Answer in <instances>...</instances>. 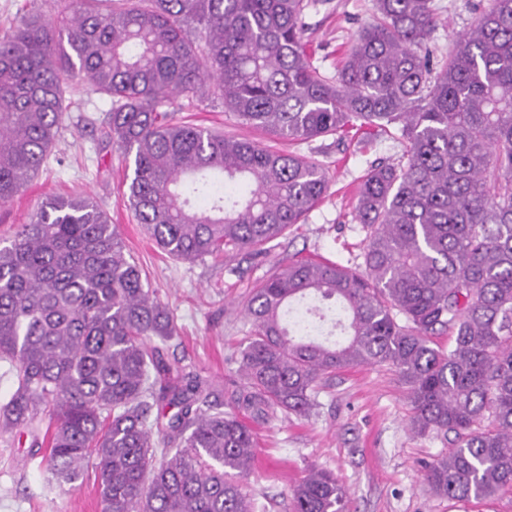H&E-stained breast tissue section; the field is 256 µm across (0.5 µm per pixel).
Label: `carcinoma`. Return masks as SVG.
I'll list each match as a JSON object with an SVG mask.
<instances>
[{
	"instance_id": "1",
	"label": "carcinoma",
	"mask_w": 512,
	"mask_h": 512,
	"mask_svg": "<svg viewBox=\"0 0 512 512\" xmlns=\"http://www.w3.org/2000/svg\"><path fill=\"white\" fill-rule=\"evenodd\" d=\"M328 3L76 0L0 30V205L46 163L83 80L109 98L105 143L134 155L138 223L178 261L260 254L329 189L318 162L178 120L176 97L206 78L276 139L404 144L357 188L362 264L295 256L253 289L230 412L200 375L173 377L154 343L174 337L173 315L90 199H48L0 245V361L16 375L0 428L43 408L46 471L74 488L95 461L102 512H255L257 441L238 412L308 417L322 378L369 365L407 389L415 433L450 444L422 466L432 493L512 487V0L473 5L441 59L434 0H374L334 79L306 38ZM292 503L350 512L324 469Z\"/></svg>"
}]
</instances>
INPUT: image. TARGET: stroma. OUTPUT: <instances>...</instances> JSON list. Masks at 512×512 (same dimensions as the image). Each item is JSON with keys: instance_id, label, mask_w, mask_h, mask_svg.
<instances>
[{"instance_id": "obj_1", "label": "stroma", "mask_w": 512, "mask_h": 512, "mask_svg": "<svg viewBox=\"0 0 512 512\" xmlns=\"http://www.w3.org/2000/svg\"><path fill=\"white\" fill-rule=\"evenodd\" d=\"M465 0H436L434 34L440 49L467 30ZM334 8L311 16L307 33L315 65L336 76L373 0H333ZM176 108L192 123L227 136L254 137L220 101L203 95L178 98ZM106 98L80 83L73 105L40 173L11 202L0 205V241L54 196L95 201L120 234L126 251L146 274L156 296L174 314L175 338L164 344L166 360L206 379L229 400L241 382L238 352L250 336L243 308L255 285L289 258L312 256L354 267L362 261L364 232L353 219L355 189L371 163L395 161L402 145L380 137L369 146L326 140L281 143V150L322 164L330 182L325 199L288 237L267 244L263 254L227 253L223 258L181 262L162 252L138 224L127 199L132 161L107 146L101 122ZM316 410L306 418L281 414L254 425L257 465L248 479L265 512H291V492L307 466L331 471L346 488L353 512H512V488L483 500L455 501L431 493L419 464L438 458L449 444L436 433L413 434L405 388L385 366L340 372L317 389ZM43 448L23 429L0 431V512H101L94 469L72 490L59 488L41 465Z\"/></svg>"}]
</instances>
